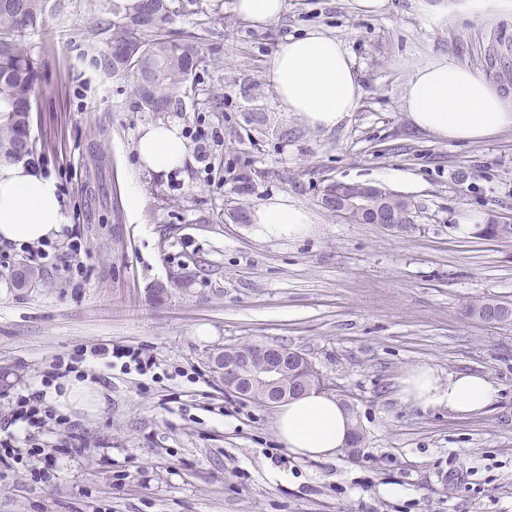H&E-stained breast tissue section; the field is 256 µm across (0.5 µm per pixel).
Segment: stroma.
Returning a JSON list of instances; mask_svg holds the SVG:
<instances>
[{
  "label": "stroma",
  "instance_id": "35a3bbf8",
  "mask_svg": "<svg viewBox=\"0 0 512 512\" xmlns=\"http://www.w3.org/2000/svg\"><path fill=\"white\" fill-rule=\"evenodd\" d=\"M69 3L24 48L40 64L34 164L58 183L87 248L76 258L84 276L75 288L69 272L43 267L37 287L19 288L0 275V417L73 349L134 348L155 365L142 376L118 359L81 363L104 410L40 434L55 458L50 480L43 457L20 447L0 469V512H512V322L461 313L482 296L512 303V240L459 229L468 213L512 222V130L443 142L400 108L413 70L441 56L512 92V19L492 11L431 30L413 0L376 18L352 0H288L260 30L232 0H175L165 32L194 40L200 62L192 94L155 113L137 111L130 79L100 65L91 31L109 0ZM314 28L347 43L362 86L330 131L282 112L266 78L277 45ZM157 122L222 138L209 162L193 153L154 174L138 164L137 138ZM332 182L409 198L414 227L340 218L321 203ZM280 196L310 213L307 236L262 240L233 216ZM245 344L299 351L350 394L361 448L318 460L282 448L275 408L224 393L203 364L212 348ZM422 364L443 378L485 375L498 398L467 418L404 404L396 380ZM73 428L84 455L64 449Z\"/></svg>",
  "mask_w": 512,
  "mask_h": 512
}]
</instances>
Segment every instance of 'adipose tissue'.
I'll use <instances>...</instances> for the list:
<instances>
[{"mask_svg":"<svg viewBox=\"0 0 512 512\" xmlns=\"http://www.w3.org/2000/svg\"><path fill=\"white\" fill-rule=\"evenodd\" d=\"M428 28L447 26L449 17L483 18L488 11L512 14V0H416ZM235 13L258 29L276 24L288 0H234ZM283 111L301 117L310 127L333 130L353 112L361 97L354 57L346 42L312 30L282 42L267 69ZM400 107L414 129L452 142H479L512 129V96L476 69L442 57L416 68ZM188 148L175 123H150L138 130V160L153 173L184 166ZM262 239H294L310 230L311 216L276 197L253 213ZM66 222L53 177L23 162H0V242L34 244L56 238ZM402 401L422 409H448L465 417L487 410L497 387L480 374L457 373L441 379L435 368L418 365L397 384ZM51 402L64 413L98 411L105 401L91 380L72 378ZM351 421L336 398L318 391L281 403L274 419L279 443L289 453L328 459L349 439Z\"/></svg>","mask_w":512,"mask_h":512,"instance_id":"1","label":"adipose tissue"}]
</instances>
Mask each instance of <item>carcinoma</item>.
<instances>
[{"mask_svg":"<svg viewBox=\"0 0 512 512\" xmlns=\"http://www.w3.org/2000/svg\"><path fill=\"white\" fill-rule=\"evenodd\" d=\"M142 0H113L98 28L105 34L102 68L112 76H133L130 93L141 112H165L174 95L193 80L198 57L189 40L173 39L162 30L175 11L174 0H153V18L140 19ZM66 0H0V161L19 162L35 153L30 137L38 62L22 48L25 38L43 26L49 13L61 15ZM485 240L512 239V226L477 225ZM501 301L482 298L464 305V313L484 311L494 321Z\"/></svg>","mask_w":512,"mask_h":512,"instance_id":"carcinoma-1","label":"carcinoma"}]
</instances>
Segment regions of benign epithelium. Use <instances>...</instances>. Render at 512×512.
<instances>
[{
	"instance_id": "1",
	"label": "benign epithelium",
	"mask_w": 512,
	"mask_h": 512,
	"mask_svg": "<svg viewBox=\"0 0 512 512\" xmlns=\"http://www.w3.org/2000/svg\"><path fill=\"white\" fill-rule=\"evenodd\" d=\"M322 204L356 223L380 224L388 230L398 231L412 222L409 202L381 186L337 182L334 189L324 190ZM216 361L222 365L224 390L238 398L273 406L311 390H324L322 383L303 374L297 358L280 347H226Z\"/></svg>"
}]
</instances>
